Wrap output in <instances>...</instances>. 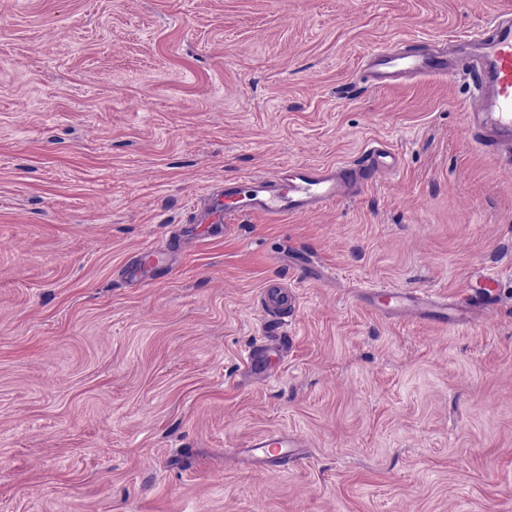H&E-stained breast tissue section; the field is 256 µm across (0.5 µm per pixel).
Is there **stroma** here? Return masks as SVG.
I'll use <instances>...</instances> for the list:
<instances>
[{"label":"stroma","instance_id":"1","mask_svg":"<svg viewBox=\"0 0 512 512\" xmlns=\"http://www.w3.org/2000/svg\"><path fill=\"white\" fill-rule=\"evenodd\" d=\"M512 0H0V512H512V171L470 78L372 89L375 49L448 48ZM396 159L361 196L178 236L224 179ZM171 251L131 286L134 249ZM328 268L302 278L299 260ZM399 321L365 282L469 295ZM288 284L286 321L264 314ZM280 326V376L242 358ZM284 473L223 468L267 430ZM481 288L476 298L481 303H473L466 297L448 302L443 297L424 290H402L382 283H366L356 290L361 300L373 302L385 316L425 320L444 326L448 324H476L482 314L490 311L489 306L497 296L499 275L493 268L480 273ZM286 288L278 282H268L264 286L262 293L268 315L273 316L275 313L280 319L288 317L295 306V296L288 293Z\"/></svg>","mask_w":512,"mask_h":512}]
</instances>
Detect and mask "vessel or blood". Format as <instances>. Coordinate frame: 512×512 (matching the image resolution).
<instances>
[{
  "label": "vessel or blood",
  "mask_w": 512,
  "mask_h": 512,
  "mask_svg": "<svg viewBox=\"0 0 512 512\" xmlns=\"http://www.w3.org/2000/svg\"><path fill=\"white\" fill-rule=\"evenodd\" d=\"M479 56L448 59L445 53L426 50L416 53L407 49L387 47L374 51L361 72L362 81L383 87L403 78L448 75L462 71L473 81L466 125L476 142L495 156L504 168L512 167V17L502 15L492 22L490 31L471 35ZM387 151L373 148L363 161L341 162L333 166L301 163L291 170H277L267 176H246L225 181L198 216L201 224H229L241 216L261 214L283 222L303 213H320L330 205L357 195L381 170L388 168ZM167 249L142 247L136 250L128 268L129 275L141 279L149 268L166 262ZM480 289L475 300L453 301L424 290H402L382 283L361 285L359 299L376 304L390 317L425 320L441 325H468L480 321L496 297L499 276L494 269L482 270ZM267 314L287 317L295 306V297L277 282L263 288ZM278 338H268L262 350H250L245 363L252 375L269 383L279 377L270 365L269 356L281 355ZM306 441L288 432L265 433L252 438L245 447L228 448L225 460H231L262 473L285 469L301 457Z\"/></svg>",
  "instance_id": "vessel-or-blood-1"
}]
</instances>
